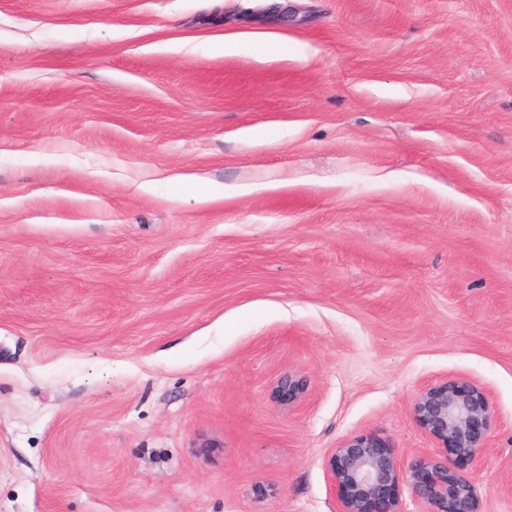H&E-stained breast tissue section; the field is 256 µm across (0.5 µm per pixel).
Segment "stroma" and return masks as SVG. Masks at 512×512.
Masks as SVG:
<instances>
[{
  "instance_id": "obj_1",
  "label": "stroma",
  "mask_w": 512,
  "mask_h": 512,
  "mask_svg": "<svg viewBox=\"0 0 512 512\" xmlns=\"http://www.w3.org/2000/svg\"><path fill=\"white\" fill-rule=\"evenodd\" d=\"M453 377L512 512V0H0V512H334ZM231 46L241 48L253 53L266 54L277 48V41L273 35L263 32L243 33L231 40Z\"/></svg>"
}]
</instances>
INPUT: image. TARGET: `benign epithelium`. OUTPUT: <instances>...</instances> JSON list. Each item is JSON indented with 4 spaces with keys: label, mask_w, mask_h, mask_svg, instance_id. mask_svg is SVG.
Segmentation results:
<instances>
[{
    "label": "benign epithelium",
    "mask_w": 512,
    "mask_h": 512,
    "mask_svg": "<svg viewBox=\"0 0 512 512\" xmlns=\"http://www.w3.org/2000/svg\"><path fill=\"white\" fill-rule=\"evenodd\" d=\"M279 384L291 399L304 390L303 380L291 373ZM413 413L439 451L418 455L402 467L371 434L344 439L326 461L336 512H368L372 505L399 512L392 491L400 484L424 512H479L474 484L448 465V455L471 459L485 453L495 414L491 396L474 381L456 377L422 390Z\"/></svg>",
    "instance_id": "7a95c632"
}]
</instances>
